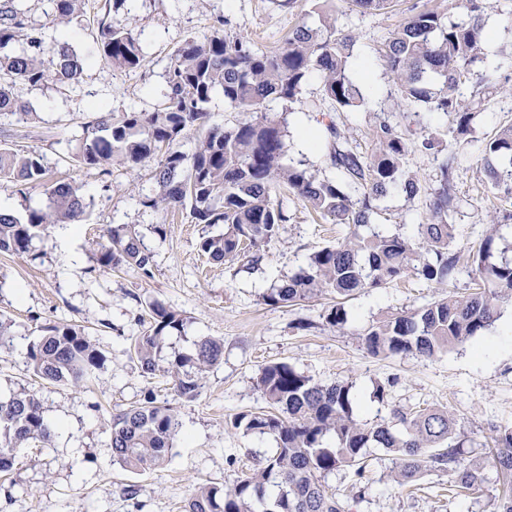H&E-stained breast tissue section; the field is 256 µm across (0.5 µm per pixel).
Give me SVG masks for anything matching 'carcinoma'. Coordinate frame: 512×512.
Returning <instances> with one entry per match:
<instances>
[{
	"mask_svg": "<svg viewBox=\"0 0 512 512\" xmlns=\"http://www.w3.org/2000/svg\"><path fill=\"white\" fill-rule=\"evenodd\" d=\"M25 0H0V116L29 114L13 93L17 83L41 86L80 80L85 60L71 49L69 28L84 16L86 0H50L56 34L35 28ZM318 26L295 28L285 45L272 51L255 47L220 29L201 39L188 37L175 50L167 73L162 106L151 112L107 111L83 129L74 159L110 172L112 165L135 169L162 154L156 175L160 191L142 200L158 210L190 204L200 224H222L224 232L202 237L201 249L217 263L247 270L261 266V244L275 237L288 221L277 192L285 188L335 224H346L343 240L309 255L307 263L269 289L263 301L280 306L310 299L323 291L349 296L378 288L413 272L438 286L450 285L459 271L460 255L452 251L456 205L450 158L458 140L443 144L424 127L398 130L386 121L375 127L374 147L362 153L353 147L334 121L324 125L313 146L323 141L336 176L319 177L289 157L286 131L268 113L269 104L296 102L310 75L317 74L324 96L336 112H350L363 100L351 73L353 37L337 29L335 0H310ZM359 13L381 14L394 0H344ZM483 0H436L432 7L406 17L379 48L380 60L397 94L422 102L432 112L454 116L464 134L482 106L490 86L471 66L485 57L490 34ZM97 50L112 69L133 71L143 66L140 37L112 19L111 9L97 19ZM235 112H250L231 129L209 124L214 98ZM198 133L194 149L176 148L189 131ZM448 159L439 165L438 187L430 192L426 223L418 225V240L377 229L372 217L378 202L392 188L407 198L418 195L419 179L407 166L412 147ZM482 163L492 189L512 197V124L501 127L481 146ZM23 185H40L45 199L23 216L0 213V253L22 255L40 232L54 224H78L85 214L80 189L64 180L47 179L34 149H0V176ZM362 190L352 198L347 187ZM494 238L485 237L472 253L469 276L479 291L431 299L420 307L394 313L367 328L361 341L374 356L414 353L433 358L483 335L500 307L512 303V259L491 261ZM97 262L109 269L131 267L142 276L153 273L154 255L139 233L114 224L98 242ZM187 318L161 304L149 306V326L135 342L134 355L142 371L158 367L169 337L184 332ZM224 342L203 337L189 354L168 360L167 372L177 397L197 396L199 378L219 365ZM34 376L79 386L102 360V353L84 332L69 325L42 328L30 347ZM268 410L243 412L232 421L236 429L266 434L276 450L261 466L230 487L202 486L184 512H347L322 478L340 469L363 477L365 449L382 448L396 456L395 479L412 484L425 472L451 477L453 486L468 492L484 486V468L462 463L463 443L456 439L458 422L437 408L393 406L388 419L371 423L354 415L356 397L348 384L322 385L286 362L262 367L256 378ZM180 424L168 406L152 395L112 418L113 461L135 472L160 466ZM493 465L512 477V427L494 426ZM52 436L39 402L25 391L0 399V472H8L17 448L30 441L46 444Z\"/></svg>",
	"mask_w": 512,
	"mask_h": 512,
	"instance_id": "carcinoma-1",
	"label": "carcinoma"
}]
</instances>
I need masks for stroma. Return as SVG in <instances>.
<instances>
[{
  "label": "stroma",
  "instance_id": "stroma-1",
  "mask_svg": "<svg viewBox=\"0 0 512 512\" xmlns=\"http://www.w3.org/2000/svg\"><path fill=\"white\" fill-rule=\"evenodd\" d=\"M431 4L398 0L385 14L363 18L349 11L339 19L340 27L355 38L351 70L363 81L364 103L338 113L337 122L359 151L371 149L373 129L383 118L401 126L425 125L445 141L454 137L452 117L400 98L377 54L405 16ZM103 5L104 0H89L84 20L68 36L69 44L88 58L79 83L63 89L17 86L15 93L30 106V115L0 117V147L36 149L48 175L65 177L89 203L74 237H61L52 226L34 239L29 253L0 254V319L10 323L14 334L11 347L0 351V396L26 390L53 427L49 443L17 449L13 470L0 474V512H183L199 485L231 486L275 448L271 437L246 434L231 425L237 413L265 408L256 376L272 362L289 363L323 385L352 384L359 400L355 413L371 423L389 415L386 407L373 402L374 385L395 379L396 405L438 407L453 414L461 438L470 443L465 461H479L485 468L486 483L475 495H454L447 477L435 474L420 477L409 489L393 479L391 455L373 448L364 480L346 469L324 479L349 512H490L494 499L512 494V481L502 479L488 449L490 424L512 426V304L501 307L485 335L450 352L431 359L411 353L375 357L362 345L360 334L387 314L438 296L441 286L407 273L347 298V324L340 330L329 327L325 316L335 294L279 307L266 305L262 296L304 266L312 252L346 237L347 225L331 223L297 196L285 195L288 221L265 244L264 263L254 271L240 270L208 260L200 249L202 236L221 232V225L196 223L186 206L155 211L142 206L143 197L156 192L157 161L133 170L115 165L106 175L71 157L75 139L98 116L96 104L107 103L116 112L161 104L164 75L186 38L209 35L218 24L225 34L277 48L306 22L308 0H121L112 15L139 33L145 56L143 67L135 71L110 69L97 52L94 32ZM485 14L493 37L486 59L474 71L490 75L495 87L469 131L459 137L453 246L476 245L490 235L495 258L510 259L512 233L493 231L491 220L493 210L505 214L512 204L492 193L480 149L486 137L512 123V19L493 8ZM328 106L316 76L303 86L299 102L271 105L288 131L290 157L320 176L329 172L324 148L304 149L298 140L302 131L318 132L316 119ZM408 165L420 179V194L410 200L389 192L375 223L413 238L428 216L438 162L433 154L415 150ZM115 224L131 225L141 233L155 255L152 277L97 264L100 237ZM155 224L165 225L164 236L152 233ZM153 302L189 323L184 333L168 338L163 360L148 375L139 368L133 345L147 329L139 317ZM301 320L310 321V329H298ZM49 324L79 326L102 353L100 366L84 386L32 376L28 351L41 327ZM205 336L223 340L224 359L203 374L194 399H178L166 359L191 352ZM149 394L158 404L174 408L180 431L161 467L134 473L113 461L110 425L113 414ZM131 485L136 495L127 494Z\"/></svg>",
  "mask_w": 512,
  "mask_h": 512
}]
</instances>
